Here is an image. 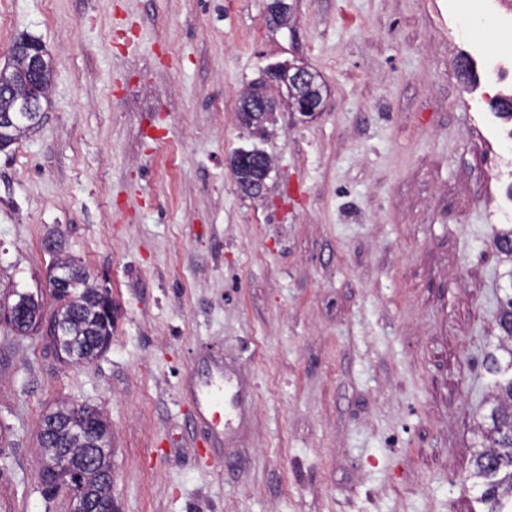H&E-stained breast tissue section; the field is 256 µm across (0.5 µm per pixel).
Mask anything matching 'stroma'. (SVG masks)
Masks as SVG:
<instances>
[{
    "label": "stroma",
    "mask_w": 512,
    "mask_h": 512,
    "mask_svg": "<svg viewBox=\"0 0 512 512\" xmlns=\"http://www.w3.org/2000/svg\"><path fill=\"white\" fill-rule=\"evenodd\" d=\"M0 0L54 61L43 125L0 149V302H55L53 243L112 290V340L64 362L0 319V512L44 497L37 433L59 401L112 426L119 512H480L467 479L512 289V122L478 107L475 0ZM325 82L311 117L240 125L267 64ZM273 159L262 198L239 150ZM242 393L215 439L190 381ZM263 151L259 149L241 150L234 156V164L232 170L235 179L240 178L241 174H246L249 177V191L252 198H260L263 194L265 187V179L268 175V170L271 168L272 160L266 155V168H260ZM245 177L239 180V187L241 191L248 195V182Z\"/></svg>",
    "instance_id": "stroma-1"
}]
</instances>
